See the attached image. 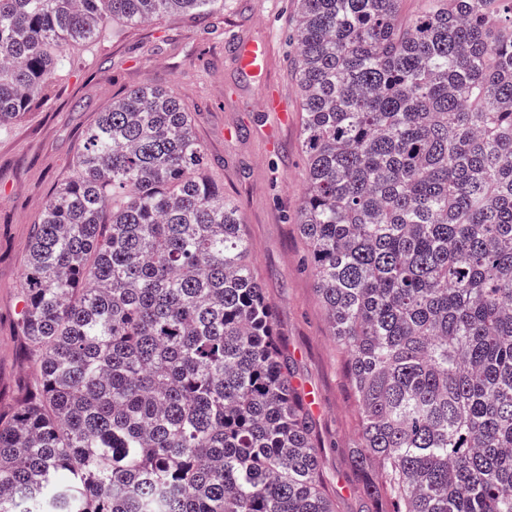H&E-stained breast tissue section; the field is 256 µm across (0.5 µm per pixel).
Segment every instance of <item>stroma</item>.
<instances>
[{
  "mask_svg": "<svg viewBox=\"0 0 512 512\" xmlns=\"http://www.w3.org/2000/svg\"><path fill=\"white\" fill-rule=\"evenodd\" d=\"M293 17V0H224L223 14L207 20L166 15L107 28L92 44L69 50L66 70L42 103L0 128V405L11 403L32 371L16 316L33 224L46 198L72 176L84 133L98 113L147 82L172 89L194 108L209 172L239 205L251 263L273 309L279 345L294 366V383L316 397L311 416L326 493L337 512H393L387 492L366 493L368 482L379 478L377 470L355 463L356 397L305 265L308 245L296 222L307 160L288 55ZM261 36L273 52L267 78L258 80L235 67L227 41ZM271 87L288 100L287 121L260 109Z\"/></svg>",
  "mask_w": 512,
  "mask_h": 512,
  "instance_id": "1",
  "label": "stroma"
}]
</instances>
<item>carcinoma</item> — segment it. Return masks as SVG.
<instances>
[{"instance_id":"cac0c4a2","label":"carcinoma","mask_w":512,"mask_h":512,"mask_svg":"<svg viewBox=\"0 0 512 512\" xmlns=\"http://www.w3.org/2000/svg\"><path fill=\"white\" fill-rule=\"evenodd\" d=\"M295 0L298 224L395 512H512V0ZM224 0H0V126L65 48ZM0 512H336L237 204L139 85L45 201Z\"/></svg>"}]
</instances>
